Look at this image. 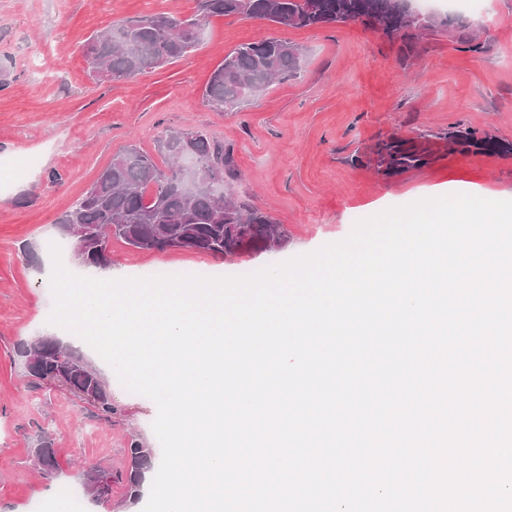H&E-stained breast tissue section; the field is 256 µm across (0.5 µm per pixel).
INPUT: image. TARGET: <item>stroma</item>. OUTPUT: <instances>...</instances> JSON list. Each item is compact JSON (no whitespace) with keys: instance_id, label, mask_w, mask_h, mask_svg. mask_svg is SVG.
<instances>
[{"instance_id":"obj_1","label":"stroma","mask_w":512,"mask_h":512,"mask_svg":"<svg viewBox=\"0 0 512 512\" xmlns=\"http://www.w3.org/2000/svg\"><path fill=\"white\" fill-rule=\"evenodd\" d=\"M197 0H0V512H69L57 491L83 490L94 465L123 470L129 435L161 457L149 398L113 385L120 411L99 420L67 388H33L15 356L42 335L53 300L45 286L57 220L125 146L157 154L173 129L223 143L234 172L224 188L270 214L288 233L285 248L231 257L171 249L137 251L109 243L112 270L140 276L166 265H203L226 276L261 269L344 239L355 218L451 193L480 191L512 200V153L434 154L426 166L384 175L373 148L390 135L435 139L466 128L512 143V0L475 8L438 0L484 44L466 50L447 31L405 44L358 22L285 28L239 15L213 16L184 59L119 82L93 81L82 46L125 18L195 12ZM261 38L299 46V75L277 82L249 105L217 110L203 98L225 55ZM57 454L55 477H41L32 450L40 436Z\"/></svg>"}]
</instances>
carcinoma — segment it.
<instances>
[{
    "label": "carcinoma",
    "instance_id": "1",
    "mask_svg": "<svg viewBox=\"0 0 512 512\" xmlns=\"http://www.w3.org/2000/svg\"><path fill=\"white\" fill-rule=\"evenodd\" d=\"M242 15L298 28L360 22L384 35L404 40L448 29V34L480 51L484 44L455 26L448 16L422 13L411 0H197L190 16L163 14L127 19L91 35L83 45L90 76L100 82L129 80L184 58L199 41L203 21L211 16ZM301 48L277 39L241 44L224 57L210 76L203 95L217 109H234L263 92L273 81L285 80L302 68ZM449 152H511L495 136L476 130H456L443 136ZM173 160L164 169L154 157L131 145L112 159L75 204L58 219L62 237L82 265L104 269L112 264L108 246L88 250L71 233L80 224L107 239H118L138 251L170 249L233 256L264 252L286 245L288 234L270 215L224 193V173L232 159L224 145L200 130H174L159 144ZM378 166L387 174L428 164L433 144L391 136L377 142ZM16 355L24 377L37 387L45 380L46 363L60 356L70 364L69 389L90 393L95 415L109 421L119 408L98 369L54 336L21 343ZM128 467L115 474L114 484L136 500L154 467L151 449L133 436L124 448ZM35 466L46 477L57 469L55 449L42 440L33 451Z\"/></svg>",
    "mask_w": 512,
    "mask_h": 512
}]
</instances>
